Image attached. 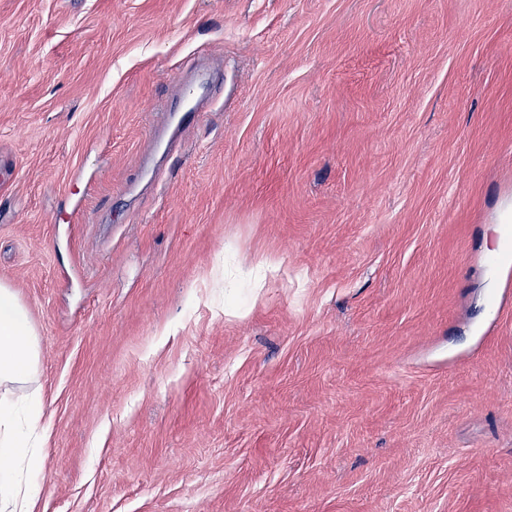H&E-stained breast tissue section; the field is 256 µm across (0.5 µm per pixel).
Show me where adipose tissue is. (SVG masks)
<instances>
[{"label":"adipose tissue","mask_w":512,"mask_h":512,"mask_svg":"<svg viewBox=\"0 0 512 512\" xmlns=\"http://www.w3.org/2000/svg\"><path fill=\"white\" fill-rule=\"evenodd\" d=\"M39 353L26 308L0 284V512H32L40 492Z\"/></svg>","instance_id":"1"}]
</instances>
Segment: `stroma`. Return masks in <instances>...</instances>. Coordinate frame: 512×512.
<instances>
[{"label":"stroma","mask_w":512,"mask_h":512,"mask_svg":"<svg viewBox=\"0 0 512 512\" xmlns=\"http://www.w3.org/2000/svg\"><path fill=\"white\" fill-rule=\"evenodd\" d=\"M510 205L512 0H0L34 512H512Z\"/></svg>","instance_id":"35a3bbf8"}]
</instances>
